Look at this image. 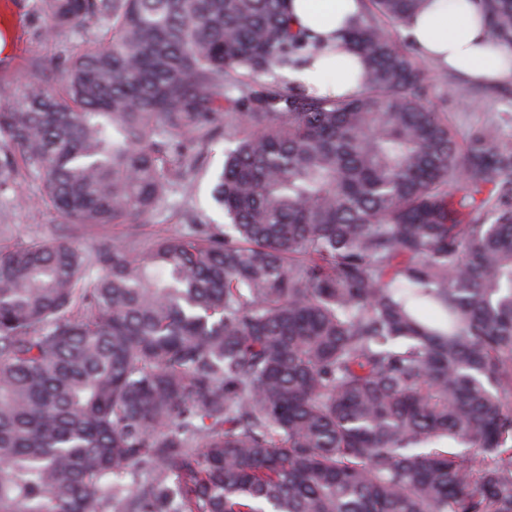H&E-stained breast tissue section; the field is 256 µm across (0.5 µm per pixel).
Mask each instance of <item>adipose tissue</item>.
<instances>
[{
	"mask_svg": "<svg viewBox=\"0 0 512 512\" xmlns=\"http://www.w3.org/2000/svg\"><path fill=\"white\" fill-rule=\"evenodd\" d=\"M285 3L294 27L329 47L318 59L289 71V79L307 91L332 98L361 90L363 64L351 54L345 39L362 11L360 0ZM405 31L424 56L468 80L512 77V49L486 41L479 0H425Z\"/></svg>",
	"mask_w": 512,
	"mask_h": 512,
	"instance_id": "1",
	"label": "adipose tissue"
}]
</instances>
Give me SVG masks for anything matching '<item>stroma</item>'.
I'll return each instance as SVG.
<instances>
[{"mask_svg": "<svg viewBox=\"0 0 512 512\" xmlns=\"http://www.w3.org/2000/svg\"><path fill=\"white\" fill-rule=\"evenodd\" d=\"M12 20L0 25V93L9 94L21 81L44 78L46 65L58 57L76 52L80 46L99 41L97 28L82 33L50 30L47 18L38 13L34 0H11ZM458 97L444 101L441 87L431 89L427 103L443 112L458 151H465L474 131L496 124L512 136V80L495 84H477L453 76ZM224 163V143L215 141L201 153L193 188L185 194L169 195L146 219L133 224H112L106 229L74 232L63 218L44 202L40 182L18 176L14 192L0 197V241L20 242L43 237L74 241L83 251H91L101 237H123L138 232L149 240L156 235L189 233L182 220L185 211L193 210L210 223L224 221L211 190Z\"/></svg>", "mask_w": 512, "mask_h": 512, "instance_id": "stroma-1", "label": "stroma"}]
</instances>
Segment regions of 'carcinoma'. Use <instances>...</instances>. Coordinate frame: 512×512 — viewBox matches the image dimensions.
<instances>
[{
	"label": "carcinoma",
	"mask_w": 512,
	"mask_h": 512,
	"mask_svg": "<svg viewBox=\"0 0 512 512\" xmlns=\"http://www.w3.org/2000/svg\"><path fill=\"white\" fill-rule=\"evenodd\" d=\"M37 2L107 37L0 97V192L127 224L222 135L227 222L0 246V512H512V142L425 103L422 0H361L344 98L259 82L323 50L284 0Z\"/></svg>",
	"instance_id": "cac0c4a2"
}]
</instances>
